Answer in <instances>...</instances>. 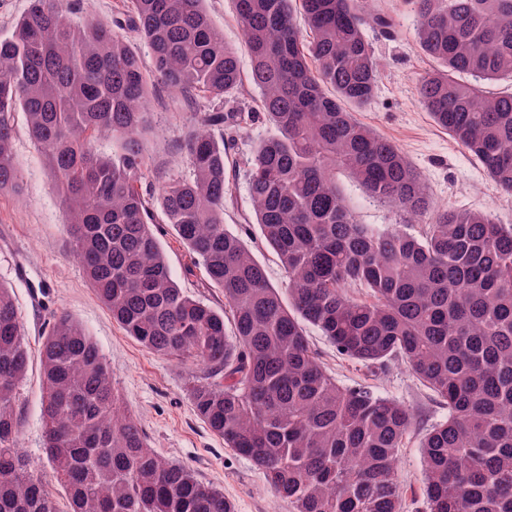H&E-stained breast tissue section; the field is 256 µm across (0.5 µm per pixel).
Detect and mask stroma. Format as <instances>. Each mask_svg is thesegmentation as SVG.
<instances>
[{
  "label": "stroma",
  "mask_w": 512,
  "mask_h": 512,
  "mask_svg": "<svg viewBox=\"0 0 512 512\" xmlns=\"http://www.w3.org/2000/svg\"><path fill=\"white\" fill-rule=\"evenodd\" d=\"M204 8L247 76L251 54L241 35L233 0H206ZM375 8L391 17L393 30L386 34L376 26L365 29L380 79L370 102L356 110V118L406 155L423 175L436 208L480 209L490 212L498 223L512 225V196L498 190L482 164L438 127L419 101L417 82L425 72L437 69L438 63L417 43V16L403 0H376ZM259 99V91L247 79L220 101H191L168 88L155 87L150 126L141 140L149 164L143 189L156 196L169 181L190 177L183 142L203 113L218 109L244 117L242 128L224 127L225 136L235 139L229 156L234 164V188L224 204V226L242 237L263 265L269 282L279 288L285 283V272L262 240L257 225L247 221L251 214L248 161L256 144L273 132L256 115ZM13 147L21 180L17 189L0 192V283L10 288L18 305L29 351L28 370L17 390L16 413L20 420L18 445L30 466L44 479H51L44 449L40 353L55 314L64 312L97 345L112 371L120 405L137 418L155 452L184 463L199 481L222 489L237 512H290L287 501L267 486L262 472L247 458L225 448L223 439L198 417L186 370L148 353L126 335L99 300L71 253L65 206L20 111L14 114ZM336 181L358 223H402L403 215L397 208L369 196L348 174H337ZM154 230L171 275L183 292L223 308V293L208 283L202 267L165 224L163 215H156ZM307 335L338 383L366 386L379 396L398 399L414 409L416 424L401 451L399 476L408 512H418L424 486L419 441L427 429L445 420L447 407L404 364L366 367L338 355L318 328L308 327Z\"/></svg>",
  "instance_id": "stroma-1"
}]
</instances>
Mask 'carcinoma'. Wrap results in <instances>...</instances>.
<instances>
[{"mask_svg":"<svg viewBox=\"0 0 512 512\" xmlns=\"http://www.w3.org/2000/svg\"><path fill=\"white\" fill-rule=\"evenodd\" d=\"M309 27L298 29L292 2ZM372 0H235L251 52V83L275 133L249 161L255 224L285 271L274 288L224 228L228 145L206 112L184 144L192 174L160 197L143 191L149 87L222 98L241 83L203 0H122L112 24L68 19L66 0H30L0 39V191L20 178L14 112H24L64 197L71 251L98 298L148 352L195 375L197 415L262 470L292 512H404L398 459L415 413L343 386L305 334L367 366L402 360L448 406L420 441L426 512H512V226L485 211L437 210L404 153L346 105L373 97L379 72L365 26L390 29ZM423 53L440 68L418 95L438 126L512 195V0H405ZM129 27L149 59L123 39ZM109 136L117 151L95 142ZM398 207L399 224H359L336 172ZM222 290L233 322L186 295L152 230L154 206ZM41 363L44 448L67 512H236L224 492L152 451L121 410L112 372L66 313L54 317ZM28 353L21 315L0 284V512H62L17 446L16 388Z\"/></svg>","mask_w":512,"mask_h":512,"instance_id":"cac0c4a2","label":"carcinoma"}]
</instances>
